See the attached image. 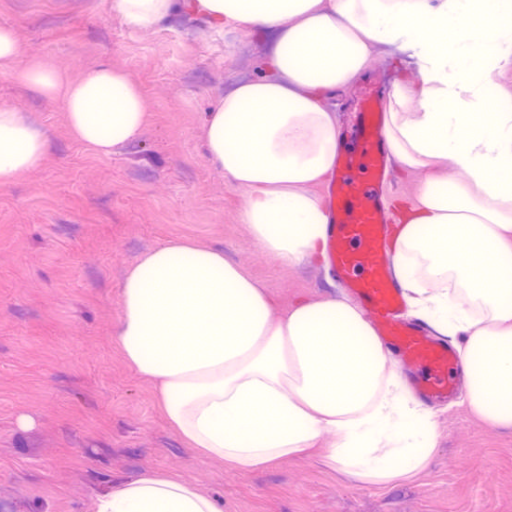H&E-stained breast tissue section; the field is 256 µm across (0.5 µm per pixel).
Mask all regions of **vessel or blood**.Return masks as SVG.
<instances>
[{"label": "vessel or blood", "mask_w": 512, "mask_h": 512, "mask_svg": "<svg viewBox=\"0 0 512 512\" xmlns=\"http://www.w3.org/2000/svg\"><path fill=\"white\" fill-rule=\"evenodd\" d=\"M353 153L338 156L341 181L330 195L328 253L331 266L359 298L382 339L399 358L405 372L425 367L415 376L414 392L427 400L458 396L454 369L457 352L448 342L431 338L425 326L403 321V296L390 273V246L384 235L385 217L379 188L390 159L379 112L360 113ZM361 178H352V171Z\"/></svg>", "instance_id": "obj_1"}]
</instances>
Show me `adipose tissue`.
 I'll return each instance as SVG.
<instances>
[{
	"label": "adipose tissue",
	"instance_id": "adipose-tissue-1",
	"mask_svg": "<svg viewBox=\"0 0 512 512\" xmlns=\"http://www.w3.org/2000/svg\"><path fill=\"white\" fill-rule=\"evenodd\" d=\"M139 28L182 11L280 33L264 76L220 96L199 135L205 160L246 193L244 222L272 261L325 254L327 217L313 186L336 168L329 92L354 81L376 44L416 69L397 78L384 120L391 156L427 179L391 203L392 268L412 313L460 353L468 410L512 428V110L492 96L512 66V0H113ZM0 24V75L58 104L69 136L109 156L148 123L140 86L96 62L80 76L15 61ZM50 137L0 103V184L42 164ZM466 179L449 183L446 169ZM154 389L174 431L205 460L251 473L321 448L347 476L377 485L426 468L432 415L411 396L392 351L345 296L298 300L273 314L264 284L223 251L172 238L120 282L112 336ZM329 443H321L323 434ZM93 512H222L188 477L146 470L113 484Z\"/></svg>",
	"mask_w": 512,
	"mask_h": 512
}]
</instances>
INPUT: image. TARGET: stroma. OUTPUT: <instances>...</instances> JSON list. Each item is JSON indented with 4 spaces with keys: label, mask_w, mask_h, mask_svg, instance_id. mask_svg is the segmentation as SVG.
I'll return each instance as SVG.
<instances>
[{
    "label": "stroma",
    "mask_w": 512,
    "mask_h": 512,
    "mask_svg": "<svg viewBox=\"0 0 512 512\" xmlns=\"http://www.w3.org/2000/svg\"><path fill=\"white\" fill-rule=\"evenodd\" d=\"M0 22L17 29V68L40 55L76 75L105 56L149 108L143 136L102 157L69 137L58 105L0 77V103L53 134L44 163L0 187V512H91L96 495L147 469L189 476L224 512H512V430L459 403L437 406V446L414 476L368 485L319 457L244 475L179 439L112 340L123 271L169 238L223 248L278 310L341 293L329 270L264 255L244 191L203 160L206 113L263 74L274 33L219 32L189 14L142 30L111 0H0ZM396 75L382 47L332 95L346 148L363 100L387 98Z\"/></svg>",
    "instance_id": "1"
}]
</instances>
